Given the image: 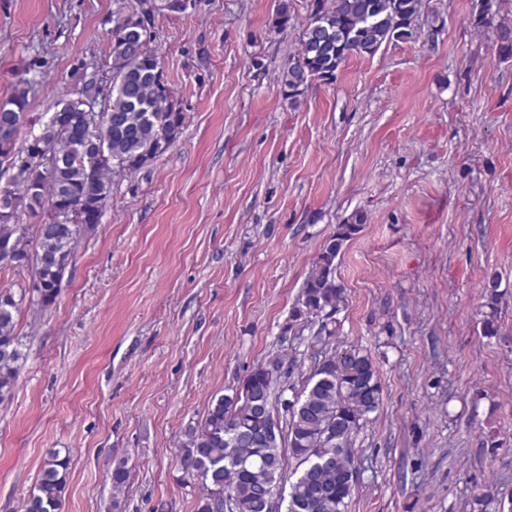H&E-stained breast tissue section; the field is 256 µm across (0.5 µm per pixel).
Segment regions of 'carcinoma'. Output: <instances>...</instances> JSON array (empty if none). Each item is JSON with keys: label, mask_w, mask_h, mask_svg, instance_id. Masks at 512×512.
Returning a JSON list of instances; mask_svg holds the SVG:
<instances>
[{"label": "carcinoma", "mask_w": 512, "mask_h": 512, "mask_svg": "<svg viewBox=\"0 0 512 512\" xmlns=\"http://www.w3.org/2000/svg\"><path fill=\"white\" fill-rule=\"evenodd\" d=\"M493 0H475L471 23L482 28L493 20ZM421 0H314V8L300 35L297 59L277 76L292 103L309 84L336 78V72L353 54H375L383 43L408 40L415 34ZM288 0H278L272 28L283 31L291 24ZM153 17L147 25L112 27L108 59L112 88L103 92L95 77L85 80L82 93L101 106L99 123L90 128L71 106V97L60 99L55 111L28 119L29 129L11 121L27 112L29 94L38 84V73L15 85L0 101V126L12 122L9 136L0 134V169L12 172L0 185V194L14 202V214L0 218V238L15 242L8 262L0 269L31 270V297L42 307L51 306L66 269L72 265L78 243L101 223L111 190L112 171L91 158L98 147L121 160L123 170L136 173L165 153L180 133L184 116L151 47ZM499 52L512 58V24L497 27ZM56 154V164L44 168L38 156ZM21 212L40 218L37 245L27 248V225L13 219ZM364 217L355 215L340 225L313 263L302 289V306L318 307L340 298L334 262L344 241L355 234ZM483 331L498 333L501 294L497 282L485 291ZM22 300L0 291V401L8 396L21 370L24 353L15 333V314ZM351 374L336 370L335 355L313 365L305 380L297 383L284 362L272 358L254 366L233 389L236 399L221 395L212 400L206 417L185 429L178 443L183 486L196 493L195 512H262L266 490L278 491L287 502L286 512H347L356 488L357 436L383 401V385L371 354L358 347L348 349ZM280 423L273 444L258 447L243 441L237 456L227 453L225 432L258 433L265 420L252 411L261 398ZM295 461L292 472L289 460ZM69 468V449H52L44 462L37 491L25 500L24 512H61ZM130 477L126 462L112 469V487H124Z\"/></svg>", "instance_id": "carcinoma-1"}]
</instances>
